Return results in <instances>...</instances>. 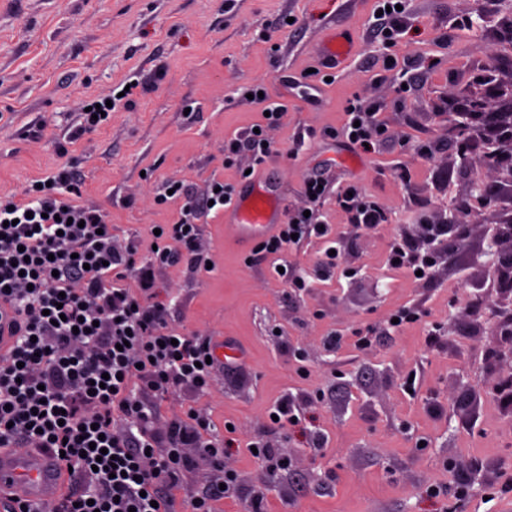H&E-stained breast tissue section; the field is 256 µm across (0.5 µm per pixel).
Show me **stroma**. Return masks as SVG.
<instances>
[{
  "label": "stroma",
  "instance_id": "35a3bbf8",
  "mask_svg": "<svg viewBox=\"0 0 512 512\" xmlns=\"http://www.w3.org/2000/svg\"><path fill=\"white\" fill-rule=\"evenodd\" d=\"M377 0H0V197L23 196L61 167L81 182L82 203L107 214L116 245L175 223L182 198L166 185L205 196L213 182L238 187L250 163H224V142L262 119L244 87L264 84L288 112L271 130L277 151L256 178L279 209L305 206L307 174L331 187L360 185L389 213L363 230L333 200L319 214L351 277L318 279L327 241L310 238L278 257L247 263L249 247L201 218L195 253L156 269L171 295L169 320L189 336H221L244 353L246 373L216 371L207 393L178 391L159 408L202 410L235 444L216 470L195 457L173 491L181 506L237 477L215 512H447L458 482L472 497L464 512H512V403L500 382L512 374V332L500 324L501 276L488 268L487 230L512 217V183L488 167L487 140L457 126L458 100L487 96L512 81V0H408V30L389 53L372 31ZM345 52L327 63L332 34ZM396 66L386 70L384 56ZM120 102L77 142L85 105ZM380 102L386 133L376 152L350 149L339 129L351 99ZM311 131L303 147L293 138ZM433 141L432 157L419 154ZM469 163H462L461 154ZM488 188L469 217L451 221L471 182ZM447 224L444 253L415 278L388 263L396 234L419 239L425 224ZM288 263L307 287L292 293L272 275ZM414 305L420 321L360 350L358 331L384 326ZM340 332L337 351L323 336ZM291 396L323 447L272 423ZM264 440L284 466L254 457ZM443 487L442 497L427 494ZM493 488L496 498L483 493Z\"/></svg>",
  "mask_w": 512,
  "mask_h": 512
}]
</instances>
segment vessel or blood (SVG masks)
Here are the masks:
<instances>
[{"label":"vessel or blood","mask_w":512,"mask_h":512,"mask_svg":"<svg viewBox=\"0 0 512 512\" xmlns=\"http://www.w3.org/2000/svg\"><path fill=\"white\" fill-rule=\"evenodd\" d=\"M275 211L260 188L239 191L236 203L224 213L227 229L242 241L262 237L273 226ZM14 312L0 306V357L8 356L14 337ZM66 472L48 453L38 449L17 452L0 448V512H21L22 507H51L61 497Z\"/></svg>","instance_id":"1"}]
</instances>
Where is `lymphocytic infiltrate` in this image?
<instances>
[{"label":"lymphocytic infiltrate","instance_id":"obj_1","mask_svg":"<svg viewBox=\"0 0 512 512\" xmlns=\"http://www.w3.org/2000/svg\"><path fill=\"white\" fill-rule=\"evenodd\" d=\"M259 103L267 116L257 131L224 143L225 161L244 149L255 171L275 153L267 130L286 112L269 98ZM381 111L353 98L337 137L356 151L377 149ZM32 191L30 199L0 198V301L18 317L12 354L0 361V447L60 456L70 484L50 512H177L168 490L193 466L188 449L219 469L232 445L192 407L154 426L153 398L186 387L204 393L212 382L210 339L171 326L154 274L175 253L195 250L200 209L185 200L180 219L161 225L144 255L133 241L113 246L111 224L81 204L70 168L50 173ZM303 193L307 210H289L251 259L280 254L296 238H329L318 213L330 197L359 228L387 221L385 209L354 184L333 191L310 176Z\"/></svg>","mask_w":512,"mask_h":512}]
</instances>
